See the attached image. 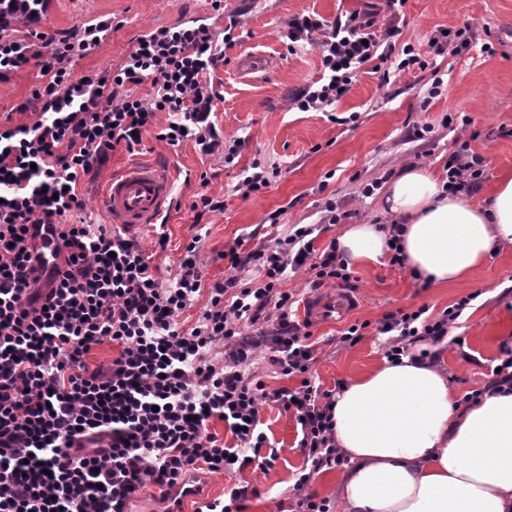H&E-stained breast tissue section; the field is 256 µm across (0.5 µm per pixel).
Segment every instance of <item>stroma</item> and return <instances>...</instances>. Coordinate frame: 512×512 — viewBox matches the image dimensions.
<instances>
[{
  "label": "stroma",
  "instance_id": "obj_1",
  "mask_svg": "<svg viewBox=\"0 0 512 512\" xmlns=\"http://www.w3.org/2000/svg\"><path fill=\"white\" fill-rule=\"evenodd\" d=\"M372 12L378 23L389 20L385 0H224L214 11L210 0H48L45 11L31 27L14 30L17 38L36 30L47 35L76 32L89 23L110 20L111 30L99 45L70 66L75 75L119 67L143 34L162 27L194 21L215 33L233 26L235 40L226 46V60L213 73L217 104L215 124L219 139L239 140L238 156L224 163V149L203 154L194 141L169 147L155 137H144L135 151L117 147L93 179L84 181L83 209L67 216L70 224H105L109 218L100 195L109 178L139 164L165 163L176 179V204L168 213L167 244L158 247L155 227L134 232L145 257L162 283L173 282L184 247L195 234L203 240L198 252L203 293L179 317L190 329L208 302V288L229 275L223 253L235 242L252 249L270 239L268 217L278 213L279 229L294 224H318L322 230L316 247H326L344 230L343 224H325V202H333L352 224H383V192L363 196L365 185L381 186L401 168L417 166L439 172L456 134L447 117L468 115L476 140L471 149L484 157L487 176L472 195L479 203L493 192L499 178L512 173V0H406L397 23L399 44H412L428 52L438 30L470 27L475 45L458 55L432 57L426 70L391 76L360 74L336 105L337 121L319 112L291 108L290 97L321 76V56L315 45L288 49V22L302 15L334 20L338 14ZM491 52H484L483 44ZM260 56L258 67L244 71L242 58ZM39 69L29 65L0 83V117L13 123L34 121L31 113H18V105L31 98ZM442 79V93L429 98L434 79ZM356 122H349V115ZM432 127L428 140L410 135L413 126ZM275 165L278 175L260 192L245 194L241 173L253 162ZM223 201L224 209L208 214L205 228L194 224L192 203L200 194ZM347 222V223H348ZM358 279L357 305L346 320L325 318L313 322L315 346L313 377L322 390L337 382H351L385 361L386 336L374 324L385 312L428 306L441 313L462 298L470 303L456 328L440 345L439 366L457 397L483 388L502 353L512 350V247L491 256L464 281L434 286L414 279L406 267L388 260L354 267ZM353 323L365 324L354 346L338 344L341 332ZM262 429L277 457L267 470L249 466L233 474L197 471L201 499L223 496L233 485L256 486L243 512H294L298 495L294 484L306 465L299 446L294 417L276 403L260 407Z\"/></svg>",
  "mask_w": 512,
  "mask_h": 512
}]
</instances>
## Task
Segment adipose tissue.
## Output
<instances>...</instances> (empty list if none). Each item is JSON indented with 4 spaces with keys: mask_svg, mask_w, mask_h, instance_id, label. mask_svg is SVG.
<instances>
[{
    "mask_svg": "<svg viewBox=\"0 0 512 512\" xmlns=\"http://www.w3.org/2000/svg\"><path fill=\"white\" fill-rule=\"evenodd\" d=\"M382 209L400 226L406 266L430 283L465 280L512 245L509 174L477 204L410 166L386 184ZM386 242L376 225L354 224L337 250L349 264H371ZM332 416L350 462L340 480L344 512H512V388L463 406L442 371L405 356L352 381Z\"/></svg>",
    "mask_w": 512,
    "mask_h": 512,
    "instance_id": "1",
    "label": "adipose tissue"
}]
</instances>
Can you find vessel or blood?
Returning <instances> with one entry per match:
<instances>
[{"label":"vessel or blood","mask_w":512,"mask_h":512,"mask_svg":"<svg viewBox=\"0 0 512 512\" xmlns=\"http://www.w3.org/2000/svg\"><path fill=\"white\" fill-rule=\"evenodd\" d=\"M172 175L158 167H142L111 177L101 204L113 223L134 230L163 219L173 192ZM355 298L341 289L329 298H312L305 313L312 320L334 315L345 317L351 311Z\"/></svg>","instance_id":"1"}]
</instances>
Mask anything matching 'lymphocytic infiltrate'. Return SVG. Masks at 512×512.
<instances>
[{"instance_id": "1", "label": "lymphocytic infiltrate", "mask_w": 512, "mask_h": 512, "mask_svg": "<svg viewBox=\"0 0 512 512\" xmlns=\"http://www.w3.org/2000/svg\"><path fill=\"white\" fill-rule=\"evenodd\" d=\"M109 24L42 43L0 35V81L29 64L40 67L32 91L39 104L33 123L0 126V512H126L145 488H170L193 470L241 471L270 466L263 452L259 407L272 401L291 412L310 469L295 483L301 512H330L327 501L306 493L313 474L340 467L330 392L314 386V346L291 320L293 295L283 291L288 272L310 273L313 285L353 287L355 278L335 245L314 247L316 227L294 224L272 245L225 252L230 275L214 284L195 327L182 330L180 314L200 293L201 235L185 247L180 271L165 286L134 239L105 225L69 224L83 208L81 178L145 134L176 147L191 140L202 152L217 144L213 73L232 35L217 39L203 24H180L142 35L122 65L74 75L73 57L100 41ZM396 29L377 32L352 13L318 15L288 23L289 50L316 41L323 73L294 98L303 112H332L363 73L379 62L382 82L428 59L414 46L396 47ZM150 83L147 97L127 85ZM446 188L473 193L486 165L469 142L444 164ZM51 233L64 262L47 265L34 241ZM259 264L265 277L243 283L241 270ZM469 304L461 299L438 315L428 306L389 311L376 323L389 336L385 352L396 362L418 349L433 361L435 348ZM259 325L245 336L242 324ZM115 342L120 352L106 367H89L93 346ZM223 359H216V346ZM266 352L275 373L299 387L269 390L251 372ZM222 421L224 443L209 430Z\"/></svg>"}]
</instances>
